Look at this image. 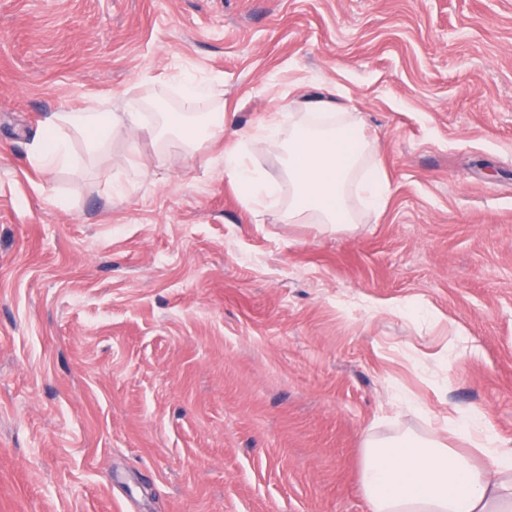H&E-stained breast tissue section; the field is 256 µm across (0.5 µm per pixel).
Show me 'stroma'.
<instances>
[{
  "label": "stroma",
  "instance_id": "obj_1",
  "mask_svg": "<svg viewBox=\"0 0 512 512\" xmlns=\"http://www.w3.org/2000/svg\"><path fill=\"white\" fill-rule=\"evenodd\" d=\"M318 98L390 188L338 234L154 139ZM129 99L136 141L30 162ZM458 407L512 445V0H0V512H369L364 437ZM99 109L50 114L44 122L39 145L32 154V163L42 169H54L70 163L67 142L61 136L64 127L84 137L90 155L106 148L115 127L125 126L134 135L142 128L143 105L139 100L127 101L123 112H112V108Z\"/></svg>",
  "mask_w": 512,
  "mask_h": 512
}]
</instances>
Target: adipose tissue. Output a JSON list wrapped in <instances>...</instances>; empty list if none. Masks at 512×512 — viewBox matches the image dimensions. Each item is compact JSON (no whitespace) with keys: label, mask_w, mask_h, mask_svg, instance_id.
<instances>
[{"label":"adipose tissue","mask_w":512,"mask_h":512,"mask_svg":"<svg viewBox=\"0 0 512 512\" xmlns=\"http://www.w3.org/2000/svg\"><path fill=\"white\" fill-rule=\"evenodd\" d=\"M143 105L127 101L123 110L55 112L43 126L31 160L42 169L70 163L62 129L80 133L89 154L104 150L115 127L138 132ZM158 138L181 135L188 158L204 168L212 159L199 156L202 141L224 139V172L246 192L255 212L282 209L289 223L316 224L338 233L353 226L352 197L372 210L385 205L389 188L356 113L330 111L328 103L307 113H271L255 126L236 123L231 112L217 108L199 124H187L179 112L165 113ZM280 154L283 176L263 166L262 150ZM470 447L453 448V440ZM361 485L370 512H512V448L506 447L483 412L456 409L446 432L392 436L370 434L363 441Z\"/></svg>","instance_id":"obj_1"}]
</instances>
